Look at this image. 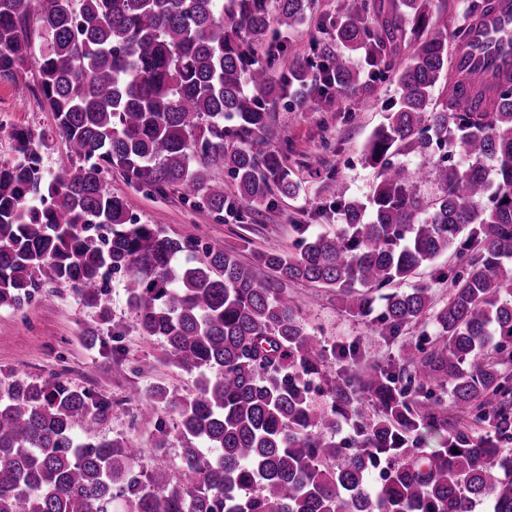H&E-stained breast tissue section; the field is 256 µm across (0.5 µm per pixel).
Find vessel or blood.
I'll return each mask as SVG.
<instances>
[{"mask_svg": "<svg viewBox=\"0 0 512 512\" xmlns=\"http://www.w3.org/2000/svg\"><path fill=\"white\" fill-rule=\"evenodd\" d=\"M456 60L462 61L469 76L487 78L495 70L512 71V0L484 18L467 42L457 44Z\"/></svg>", "mask_w": 512, "mask_h": 512, "instance_id": "vessel-or-blood-1", "label": "vessel or blood"}]
</instances>
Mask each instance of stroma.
Returning a JSON list of instances; mask_svg holds the SVG:
<instances>
[{"label": "stroma", "instance_id": "1", "mask_svg": "<svg viewBox=\"0 0 512 512\" xmlns=\"http://www.w3.org/2000/svg\"><path fill=\"white\" fill-rule=\"evenodd\" d=\"M397 94L394 79L374 80L361 75L358 90L334 97L318 112L294 111L292 98L274 110L272 145L288 143V167L298 183L295 197L275 202L259 222L244 209L217 217L178 195L146 194L129 186L120 174L107 179L112 193L125 196L139 223L154 224L173 237L191 236L201 244L239 249L241 261L253 262L260 252H286L296 244L293 225L311 231L334 230L343 217L333 208L342 196L369 195L378 181L376 169L364 161V150L384 107ZM26 126L49 138L41 152V166L54 175L71 168L72 160L55 133L52 113L36 100L18 99L10 86L0 84V161L12 158L11 127ZM125 275L113 273L101 300L91 305L71 290L55 291L50 302L33 301L24 311L0 307V382L44 380L65 371L73 386L88 389L127 409L103 422L97 438L124 437L144 471L154 465L153 422L134 416L140 395L162 384L180 397H192L195 377L164 360L161 340L143 335L124 288ZM302 307V322L327 344L356 347L364 362L387 364L413 346L431 318L402 328L397 336L374 334L371 317L346 311L335 292L294 282L288 286ZM98 328L95 336L87 328Z\"/></svg>", "mask_w": 512, "mask_h": 512}]
</instances>
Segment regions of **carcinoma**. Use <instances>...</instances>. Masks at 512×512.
<instances>
[{"mask_svg":"<svg viewBox=\"0 0 512 512\" xmlns=\"http://www.w3.org/2000/svg\"><path fill=\"white\" fill-rule=\"evenodd\" d=\"M310 2L0 0V82L53 113L75 161L48 179L45 137L9 131L0 307L24 309L49 282L95 303L105 274L123 271L144 335L196 375L192 397L153 385L137 406L157 419L160 457L168 431L157 413L178 419L189 446L174 482L163 468L143 472L124 438L91 439L111 401L62 377L9 382L0 512H113L117 498L125 512H512V75L486 83L455 70L448 19L432 13L433 0H336L322 22L334 45L316 39L312 57L300 58L279 38L306 23ZM496 8L473 0L455 38ZM363 68L398 86L364 153L379 182L336 202L344 223L335 231L295 224L296 251L259 254L273 278L222 245L198 256L195 238L137 223L106 186L117 170L218 217L236 202L259 215L298 189L288 145L266 148L272 104L311 84L317 93L295 104L319 111L329 89L356 91ZM434 146L461 150L466 165L396 160ZM216 167L235 179L234 197ZM427 180L432 197L419 193ZM445 252L456 268L440 309L423 285L385 291ZM298 281L374 315L385 337L432 310L435 337L422 334L393 363L337 369L356 349L329 347L304 327L284 288ZM444 393L489 431L448 420ZM426 425L448 430L429 453L418 451Z\"/></svg>","mask_w":512,"mask_h":512,"instance_id":"cac0c4a2","label":"carcinoma"}]
</instances>
